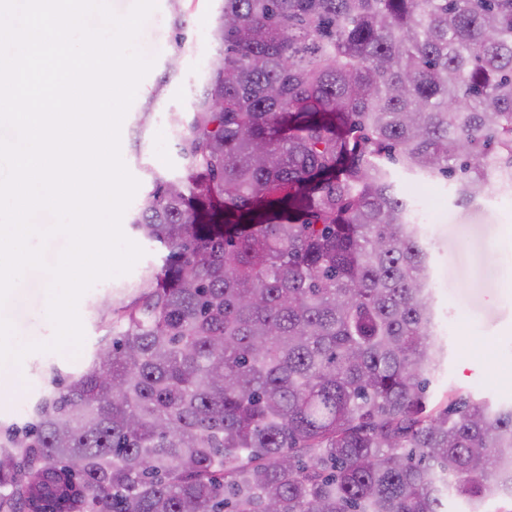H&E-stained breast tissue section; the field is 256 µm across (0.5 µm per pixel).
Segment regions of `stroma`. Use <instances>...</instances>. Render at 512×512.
<instances>
[{
    "label": "stroma",
    "instance_id": "1",
    "mask_svg": "<svg viewBox=\"0 0 512 512\" xmlns=\"http://www.w3.org/2000/svg\"><path fill=\"white\" fill-rule=\"evenodd\" d=\"M158 0L138 39L155 64L141 82L121 129V154L140 186L122 219L125 235L150 189V173L181 177L177 138L161 124L170 113H187L206 82L209 60L218 53L210 30L216 0ZM423 194L434 214L419 233L430 256L434 284V330L446 344L441 370L426 388L430 405L445 404L454 392L492 407L512 405V194L491 193L468 206L457 204L450 182L427 180ZM49 277L28 271L0 314L15 326L14 344L47 342L53 327L46 317ZM112 291L111 283L90 289L80 300L85 340L79 352H37L14 372L22 386L0 402V423H23L27 406L49 386V371L77 376L91 364L104 327L92 316V304ZM461 321L452 332V321Z\"/></svg>",
    "mask_w": 512,
    "mask_h": 512
}]
</instances>
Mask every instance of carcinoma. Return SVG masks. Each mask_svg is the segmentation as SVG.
I'll use <instances>...</instances> for the list:
<instances>
[{
	"mask_svg": "<svg viewBox=\"0 0 512 512\" xmlns=\"http://www.w3.org/2000/svg\"><path fill=\"white\" fill-rule=\"evenodd\" d=\"M211 37L183 176L132 222L163 264L0 426V512L512 504V407L426 400L445 345L391 170L512 190V0H222Z\"/></svg>",
	"mask_w": 512,
	"mask_h": 512,
	"instance_id": "carcinoma-1",
	"label": "carcinoma"
}]
</instances>
